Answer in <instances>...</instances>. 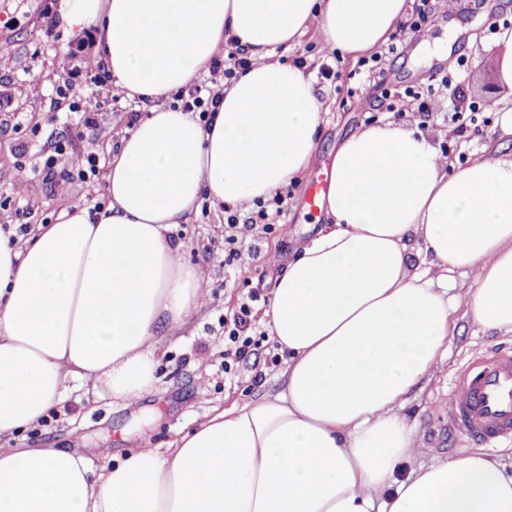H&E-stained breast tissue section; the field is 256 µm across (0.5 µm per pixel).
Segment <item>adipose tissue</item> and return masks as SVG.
<instances>
[{"mask_svg": "<svg viewBox=\"0 0 512 512\" xmlns=\"http://www.w3.org/2000/svg\"><path fill=\"white\" fill-rule=\"evenodd\" d=\"M407 0H60L93 27L113 92L146 118L103 175L107 207L73 205L22 240L0 229V438L38 427L72 390L150 391L204 277L169 236L201 196L246 210L310 166L324 109L280 47L317 34L359 55ZM250 65L211 122L172 108L224 46ZM328 224L273 283L282 389L214 408L167 448L92 471L84 453L0 447V512H512V474L482 450L413 466L402 416L448 353L458 309L512 333V157L459 165L385 123L345 138L321 201ZM420 262L410 266V252ZM471 277L466 297L435 279Z\"/></svg>", "mask_w": 512, "mask_h": 512, "instance_id": "obj_1", "label": "adipose tissue"}]
</instances>
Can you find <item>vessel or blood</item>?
Masks as SVG:
<instances>
[{
	"label": "vessel or blood",
	"instance_id": "vessel-or-blood-1",
	"mask_svg": "<svg viewBox=\"0 0 512 512\" xmlns=\"http://www.w3.org/2000/svg\"><path fill=\"white\" fill-rule=\"evenodd\" d=\"M448 420L493 448L512 439V352L495 354L479 372H463L448 393Z\"/></svg>",
	"mask_w": 512,
	"mask_h": 512
}]
</instances>
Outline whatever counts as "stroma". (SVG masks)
Instances as JSON below:
<instances>
[{
  "label": "stroma",
  "instance_id": "1",
  "mask_svg": "<svg viewBox=\"0 0 512 512\" xmlns=\"http://www.w3.org/2000/svg\"><path fill=\"white\" fill-rule=\"evenodd\" d=\"M58 0H0V225L47 224L68 205H107L104 184L88 189L76 181L66 191L51 189L43 173L33 172L24 196L15 183L20 168L31 169L51 142L63 141L70 156H96L106 163L117 149L123 131L144 117L142 106L112 96V85L93 55L90 32L69 35L56 26ZM512 22V0H456L452 15H435L419 35H405L394 48L380 46V71L369 75L360 60L333 54L318 37H305L281 50L286 62H303L316 72V89L329 106L306 176L292 184L288 212L278 218L269 234L248 238L247 249L232 264L224 262V211L199 205L193 223L172 229L174 241L184 246L187 261L204 274L206 299L180 335L171 337L155 372V383L137 404L100 398L83 389L73 390L54 408V418L36 429L0 441L6 448H84L92 468L105 465L101 449H111L115 459L143 448H164L177 432L190 431L213 408L233 401L276 393L280 386L279 346L266 335L264 312L275 277L282 273L299 245L326 221L321 209L305 202L309 177L324 176L337 145L355 131L394 122L418 127L443 153L465 161L481 148L505 145L512 153V136L503 135L499 112L512 108V89L500 81L499 36L489 34L488 17ZM464 56L465 65L454 83L461 91L452 108L429 115H399L380 106L358 111L356 97H377L382 87H411L422 95L443 94L440 48ZM333 63L337 75L319 77L323 64ZM38 81V94L19 96V85ZM69 82L68 96L58 87ZM87 96L100 102L94 126L85 127L71 101ZM262 296L255 306V329L262 332L257 355L224 369V328L219 320L233 312L250 290ZM502 348H512V333L483 330L468 317L459 316L448 343V357L411 392L404 408L415 424V464H430L474 448L448 422V392L467 365L487 361Z\"/></svg>",
  "mask_w": 512,
  "mask_h": 512
}]
</instances>
